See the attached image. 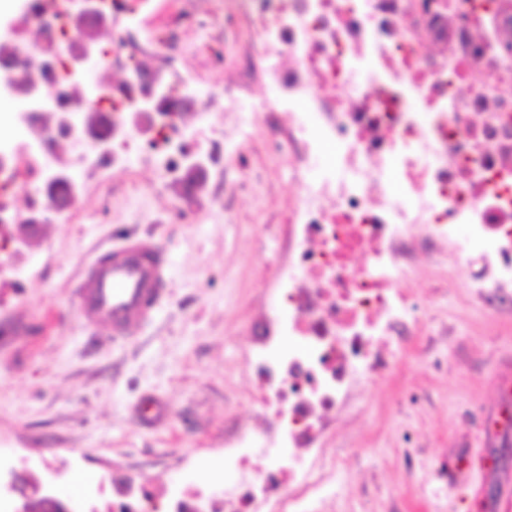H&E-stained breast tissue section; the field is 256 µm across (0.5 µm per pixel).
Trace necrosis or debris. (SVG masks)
<instances>
[{
    "mask_svg": "<svg viewBox=\"0 0 512 512\" xmlns=\"http://www.w3.org/2000/svg\"><path fill=\"white\" fill-rule=\"evenodd\" d=\"M221 6L251 21L250 56L272 98L248 101L239 82L202 91L199 75L174 66L182 45L161 50L121 29L98 63L120 78L93 81L66 61L97 35L95 21L60 34L53 0H23L0 17V98L21 101L0 116V261L13 257L12 229L45 221L47 203L77 211L79 193L48 190L41 169L64 144L71 177L129 168L145 151L157 180L184 187L189 145L215 167L230 126L239 148L266 138L299 188L275 281L283 305L261 312L249 342L260 421L235 422L224 437L234 484L160 492L147 473L119 472L102 512H324L343 465L329 446L335 424L361 385L390 372L392 345L422 333L426 314L401 281L441 265L464 224L480 261L468 288L492 309L512 302V0H435L427 11L419 0ZM106 133L103 154L92 139ZM329 144L330 168L310 178ZM259 442L277 455H257Z\"/></svg>",
    "mask_w": 512,
    "mask_h": 512,
    "instance_id": "necrosis-or-debris-1",
    "label": "necrosis or debris"
}]
</instances>
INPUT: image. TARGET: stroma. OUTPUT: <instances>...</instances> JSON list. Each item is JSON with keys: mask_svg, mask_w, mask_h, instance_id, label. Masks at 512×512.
Masks as SVG:
<instances>
[{"mask_svg": "<svg viewBox=\"0 0 512 512\" xmlns=\"http://www.w3.org/2000/svg\"><path fill=\"white\" fill-rule=\"evenodd\" d=\"M179 28L187 60L205 57L213 20L195 12ZM226 34L211 78L243 75L245 20ZM248 170L253 187L217 219L216 190ZM78 218L43 225L17 256L24 286L0 288V455L53 449L69 472L115 469L160 476L170 489L221 490L228 415L251 419L247 348L256 314L278 294L267 275L281 263L283 215L295 196L281 160L255 138L239 162L214 170L191 221L182 196L157 187L140 163L86 176ZM159 244L169 263L151 319L123 337L79 316L84 268L125 239ZM446 268L420 269L405 286L428 316L392 372L358 391L336 426L344 464L328 512H503L512 503V450L498 420L512 414L499 390L512 375V309L489 311ZM240 397L238 406L229 400ZM156 399L161 419H143ZM468 460L450 481L442 469Z\"/></svg>", "mask_w": 512, "mask_h": 512, "instance_id": "obj_1", "label": "stroma"}]
</instances>
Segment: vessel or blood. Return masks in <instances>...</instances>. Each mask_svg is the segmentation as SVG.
I'll use <instances>...</instances> for the list:
<instances>
[{
    "mask_svg": "<svg viewBox=\"0 0 512 512\" xmlns=\"http://www.w3.org/2000/svg\"><path fill=\"white\" fill-rule=\"evenodd\" d=\"M168 263L146 240L112 247L88 265L79 284L80 311L87 324H107L124 335L150 319L159 305Z\"/></svg>",
    "mask_w": 512,
    "mask_h": 512,
    "instance_id": "1",
    "label": "vessel or blood"
}]
</instances>
